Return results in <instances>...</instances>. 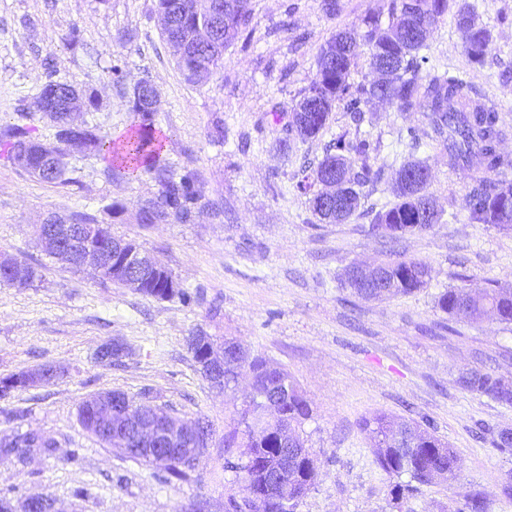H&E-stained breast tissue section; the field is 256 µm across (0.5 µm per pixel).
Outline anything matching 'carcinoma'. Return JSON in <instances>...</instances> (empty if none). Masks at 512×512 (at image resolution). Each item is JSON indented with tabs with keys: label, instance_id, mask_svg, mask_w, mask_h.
I'll list each match as a JSON object with an SVG mask.
<instances>
[{
	"label": "carcinoma",
	"instance_id": "carcinoma-1",
	"mask_svg": "<svg viewBox=\"0 0 512 512\" xmlns=\"http://www.w3.org/2000/svg\"><path fill=\"white\" fill-rule=\"evenodd\" d=\"M449 3L450 0H392L387 25H382L376 16L366 15L360 25L336 32L320 48L317 74L294 105L296 120L289 132L303 141L317 137L326 127L336 103L343 100L347 101V110L356 116L361 115V103L377 96L385 97L401 112H410L423 102L435 141L448 148V154L462 169L469 168L476 158L487 172L483 177L471 179L466 195L470 222L497 227L512 224V182L496 178L499 173L512 169V156L499 150L505 131L499 126L498 114L476 103L471 97L472 86L464 79L446 71L421 74L419 53L426 47L433 24L448 12ZM219 5L224 37L200 46L191 38L198 21L194 0H158L160 12L172 16L182 34L184 50L173 52V56L178 69L190 82L217 67L224 50L249 22L250 0H219ZM456 20L465 36L464 50L470 63L482 64L492 41L491 31L478 22L474 9L465 3L457 5ZM360 41L369 46V65L379 68V79L355 87L350 83V76L356 51L349 47ZM47 78L40 96L53 95L64 103L57 120L66 119L71 107L96 105L95 94L54 79L52 72ZM132 111L140 117L139 130L112 139L88 127L82 135L83 148L131 177L143 172L155 175L160 191L141 207V223L151 224L171 214L188 218L200 201L194 174L190 171L175 174L160 164L162 142L153 134L154 110L146 96L132 98ZM68 148L69 140L59 129L48 140L33 135L28 127L16 126L0 140V156L25 171L30 167L44 168L40 180L50 184L73 182L66 176ZM377 154V146L360 137L350 141L340 136L326 149L313 177L323 174L334 177L339 207L323 208L313 191L315 182L299 185L301 191L310 195L312 210L319 220L340 224L355 214L364 198V188L380 178V170L374 168ZM427 167L428 162L421 159L409 160L400 167L396 178L397 201L376 214L372 228L398 239L405 234L423 232L440 221L441 215L427 192L428 184L410 180L411 174ZM17 265V274H0V284L26 287L38 276L29 262L19 260ZM374 270L384 281V287L375 288L369 281L353 282L346 271L342 274V284L358 298L373 301L411 294L425 287L429 278L426 263L404 257L382 261ZM169 277L171 272L166 269L163 275L150 277L140 293L165 299L162 284ZM436 308L450 319L462 314L476 320L492 313L500 322L508 324L512 323V292L486 288L476 294L463 287H450L437 296ZM224 344L238 350L234 362L224 366V388L234 385L240 375L248 374L257 390L252 403L241 412L240 423L244 429L224 440V447L232 448L240 438L247 448L238 461H227V467L241 484L242 493L239 500L230 498L227 508L229 512H295L319 477L318 457L308 448L302 433L303 424L311 417V407L287 371L250 354L235 341L226 340ZM458 383L471 393L512 405V382L493 372L470 371L461 375ZM24 387L22 371L3 378L0 398ZM268 397L276 398L277 415L271 419L264 407ZM104 399L111 400V393L90 396L82 401L78 411L82 427L102 442L105 437L97 424L96 410ZM284 426L288 427V444L280 435ZM361 426L370 438L378 467L397 479L389 490L392 507L413 512L405 504L416 486L459 480L460 459L436 435L435 429L385 413L364 418ZM35 439L36 435L30 433L20 440L0 442V460L17 459L30 452ZM274 466L282 469L287 488V495L276 502L270 500L265 481V472ZM404 476L408 481H400ZM456 512H488V506L479 494L467 493Z\"/></svg>",
	"mask_w": 512,
	"mask_h": 512
}]
</instances>
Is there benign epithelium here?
<instances>
[{"label":"benign epithelium","instance_id":"1","mask_svg":"<svg viewBox=\"0 0 512 512\" xmlns=\"http://www.w3.org/2000/svg\"><path fill=\"white\" fill-rule=\"evenodd\" d=\"M197 11L211 19V22L197 28V42L206 44L216 37L218 20L216 5L212 0H198ZM95 229L89 224H74L56 216H48L39 227V243L47 247L52 257L63 262L73 263L78 267L87 264L100 268L106 260V253L93 243ZM112 260L117 262L115 269L121 275L127 287L134 290L141 287L144 278L158 269L155 259L128 239H114L110 245ZM192 343L204 347V359L200 363L206 380L215 388L224 386V362L230 358V349L224 348L223 355L215 354L211 337L203 332L192 337ZM127 398L118 395L112 397V403L103 407L100 416L103 425L111 429L112 446L124 454L136 452L142 459L166 458L186 470L192 469L208 447V439L201 436L198 426L186 422L179 423L167 414L153 410L149 419L135 425V433H129V426L134 419L126 415ZM181 437L191 441L186 448H168L166 444ZM134 440L139 448H128L129 440ZM58 512L55 501L45 495L39 500L27 497L23 512Z\"/></svg>","mask_w":512,"mask_h":512}]
</instances>
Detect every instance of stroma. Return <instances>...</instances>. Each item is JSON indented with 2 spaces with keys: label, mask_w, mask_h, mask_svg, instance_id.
Returning a JSON list of instances; mask_svg holds the SVG:
<instances>
[{
  "label": "stroma",
  "mask_w": 512,
  "mask_h": 512,
  "mask_svg": "<svg viewBox=\"0 0 512 512\" xmlns=\"http://www.w3.org/2000/svg\"><path fill=\"white\" fill-rule=\"evenodd\" d=\"M468 2L493 33L485 64L469 63L449 12L428 38L423 67L460 74L481 101L494 102L507 132L500 148L512 155V88L504 84L512 75V0ZM335 3L330 13L324 0H251L250 20L221 63L192 83L162 36L157 0H0V132L18 124L52 134L37 109L51 73L95 94L97 109L80 121L123 136L139 124L132 92L146 80L158 95L161 160L192 171L201 194L188 218L143 224L141 204L159 193L154 174L110 172L74 150L71 184H49L0 156V257L39 270L32 285H0V379L46 365L59 370L52 382L0 399V439L34 432L56 444L23 464L0 462V496L18 505L42 492L60 512H225L238 492L225 461L239 451L225 449L224 436L237 428L251 386L246 377L228 390L209 384L188 348L202 331L216 345L234 340L286 369L308 399L305 431L321 474L296 512H394L391 480L359 426L377 412L429 420L461 460L460 481L419 488L409 500L413 512H440L464 492L480 493L489 512H512V454L493 444L498 430L512 428V407L457 383L473 369L512 379V329L493 316L451 320L435 304L451 286L512 289V231L470 223L464 171L448 153L413 146L408 136L411 127L427 132L423 112L370 101L356 119L340 103L317 138L279 147L317 73L321 46L364 15L389 18L390 0ZM116 64L124 71L119 83L107 74ZM341 136L377 142L384 174L348 222L322 224L297 184ZM412 156L427 159L429 191L443 215L430 229L393 240L369 226L395 203V173ZM113 203L124 208L114 219L105 211ZM75 212L134 240L196 302L147 297L46 256L38 224ZM399 256L430 266L427 287L364 301L339 284L352 263ZM113 340L125 355L97 359ZM109 390L209 424V445L185 479L165 482L156 467L83 430L81 402Z\"/></svg>",
  "instance_id": "1"
}]
</instances>
